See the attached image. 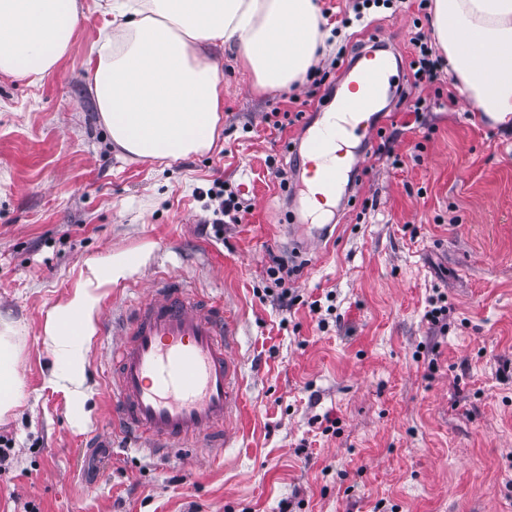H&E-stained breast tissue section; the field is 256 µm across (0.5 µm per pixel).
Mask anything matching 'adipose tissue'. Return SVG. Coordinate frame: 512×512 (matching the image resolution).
<instances>
[{
  "mask_svg": "<svg viewBox=\"0 0 512 512\" xmlns=\"http://www.w3.org/2000/svg\"><path fill=\"white\" fill-rule=\"evenodd\" d=\"M91 91L113 144L130 161L209 151L224 85L208 47H235L259 91L302 83L326 48L316 0H100ZM433 38L461 93L493 124L512 127V0H430ZM79 0H0V73L40 81L72 49ZM95 295L49 313L45 334L82 383L80 339L92 335ZM21 395L17 351L0 330V415Z\"/></svg>",
  "mask_w": 512,
  "mask_h": 512,
  "instance_id": "adipose-tissue-1",
  "label": "adipose tissue"
}]
</instances>
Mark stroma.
I'll return each mask as SVG.
<instances>
[{
	"instance_id": "stroma-1",
	"label": "stroma",
	"mask_w": 512,
	"mask_h": 512,
	"mask_svg": "<svg viewBox=\"0 0 512 512\" xmlns=\"http://www.w3.org/2000/svg\"><path fill=\"white\" fill-rule=\"evenodd\" d=\"M327 9L331 61L346 43L381 46L411 85L415 0L371 9L339 28L352 0ZM74 48L39 82L0 74V322L17 345L19 403L0 416L12 440L0 471V512H512V129L488 127L449 73L383 98L387 153L374 156L325 223L336 234L306 251L281 307L271 255L289 257L288 201L269 158L287 161L304 126L274 112H332L330 100L257 92L233 51L210 53L224 73L213 147L183 159L119 157L90 92L89 60L104 23L80 0ZM221 181L244 205L213 228ZM123 256L118 282L95 288L119 308L150 280L184 278L236 320L242 368L238 445L195 462L122 442L101 448L112 400L108 337L84 340L80 390L45 342L49 312L91 286L90 268ZM448 310L433 334L430 297ZM319 301L317 313L308 304Z\"/></svg>"
}]
</instances>
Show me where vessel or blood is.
Segmentation results:
<instances>
[{
    "instance_id": "b4317fda",
    "label": "vessel or blood",
    "mask_w": 512,
    "mask_h": 512,
    "mask_svg": "<svg viewBox=\"0 0 512 512\" xmlns=\"http://www.w3.org/2000/svg\"><path fill=\"white\" fill-rule=\"evenodd\" d=\"M364 58L350 82L361 92L359 104L352 121L337 127L340 138L352 134L367 141L378 129L374 107L389 91L384 77L390 63L372 52ZM327 144L326 129L315 125L298 168L313 178L319 196L334 197L355 177L365 155L355 151L313 170L315 151ZM236 344L231 316L212 298L189 294L185 281L174 278L152 284L133 301L112 343L110 436L165 451L231 447L241 385Z\"/></svg>"
}]
</instances>
